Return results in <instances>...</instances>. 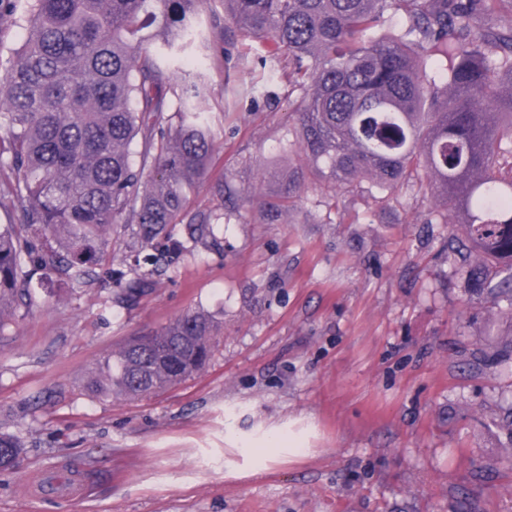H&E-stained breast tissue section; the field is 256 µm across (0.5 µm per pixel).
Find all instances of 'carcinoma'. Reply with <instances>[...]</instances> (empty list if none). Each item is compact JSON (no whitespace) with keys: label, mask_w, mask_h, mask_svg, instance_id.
<instances>
[{"label":"carcinoma","mask_w":512,"mask_h":512,"mask_svg":"<svg viewBox=\"0 0 512 512\" xmlns=\"http://www.w3.org/2000/svg\"><path fill=\"white\" fill-rule=\"evenodd\" d=\"M0 0V21L25 27L0 92V336L35 304L32 272L46 292L93 284L115 223L135 224L145 244L171 224L213 234L218 207L189 208L206 176L213 138L199 104L209 81L165 59L186 55L208 0H27L18 15ZM242 36L271 40L288 85L301 91L289 146L336 187L369 179L384 191L424 167L434 190L464 213L456 271L473 292L512 307V29L473 34V16L494 0H221ZM406 24L384 30L387 14ZM448 59L434 78L432 59ZM139 278L120 295L134 302ZM221 323L198 309L133 336L85 383L97 396L140 398L197 373ZM20 442L0 433V470Z\"/></svg>","instance_id":"carcinoma-1"}]
</instances>
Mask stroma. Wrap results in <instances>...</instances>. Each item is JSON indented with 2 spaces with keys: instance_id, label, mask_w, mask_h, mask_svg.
<instances>
[{
  "instance_id": "35a3bbf8",
  "label": "stroma",
  "mask_w": 512,
  "mask_h": 512,
  "mask_svg": "<svg viewBox=\"0 0 512 512\" xmlns=\"http://www.w3.org/2000/svg\"><path fill=\"white\" fill-rule=\"evenodd\" d=\"M194 28L215 149L190 207L224 222L213 239L173 226L181 253L129 304L137 227L113 225L111 276L20 311L0 341V433L24 450L0 470V512H455L461 497L512 512L497 390L512 349L483 355L512 319L454 274L457 215L423 175L390 194L309 170L270 218L298 164L276 47L240 40L221 0ZM200 307L224 325L203 372L143 398L84 390L128 337ZM290 431L299 457L249 450Z\"/></svg>"
}]
</instances>
